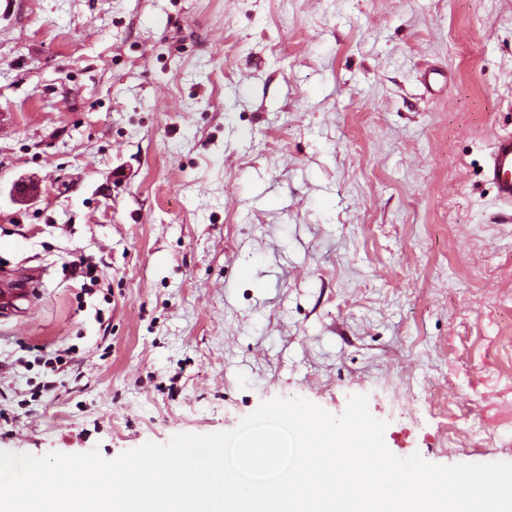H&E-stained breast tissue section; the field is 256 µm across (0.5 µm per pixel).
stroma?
<instances>
[{
  "mask_svg": "<svg viewBox=\"0 0 512 512\" xmlns=\"http://www.w3.org/2000/svg\"><path fill=\"white\" fill-rule=\"evenodd\" d=\"M505 133L512 0H0V263L43 272L0 451L364 394L396 456L512 463ZM486 177L494 185L499 201L512 208V134L496 139L488 157Z\"/></svg>",
  "mask_w": 512,
  "mask_h": 512,
  "instance_id": "1",
  "label": "stroma"
}]
</instances>
